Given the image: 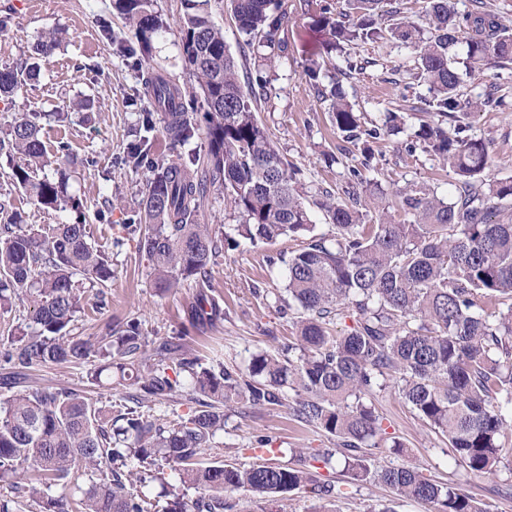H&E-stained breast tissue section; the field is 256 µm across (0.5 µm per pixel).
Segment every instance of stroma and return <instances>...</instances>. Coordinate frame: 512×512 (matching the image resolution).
Listing matches in <instances>:
<instances>
[{
    "instance_id": "35a3bbf8",
    "label": "stroma",
    "mask_w": 512,
    "mask_h": 512,
    "mask_svg": "<svg viewBox=\"0 0 512 512\" xmlns=\"http://www.w3.org/2000/svg\"><path fill=\"white\" fill-rule=\"evenodd\" d=\"M5 9L14 12L16 22L10 31L0 34V66L24 61L31 44L49 29L57 30L61 46L43 65L31 89L14 100H0V137L17 113L40 112L44 115L41 135L46 143L64 138L70 141L74 153L93 154L95 167L73 173L68 191L93 204L106 195L118 200L106 219H99L92 210L87 213L93 243L112 258L113 278L111 287L105 290L109 305L104 317L139 319L151 336L176 335L182 328L183 309L193 297L192 289L159 292L150 284L147 262L138 253L135 240H126L119 249L112 246L122 224L128 223L137 210L149 176L148 171L136 172L120 162L133 139L136 115L143 108L139 72L121 56L115 44L117 38L129 37L128 26L113 8L112 0H0V10ZM107 26L112 29L108 35L103 32ZM319 41L311 16L297 9L289 25L287 57L272 69L260 58L250 60L249 66L264 70L271 81V97L262 104L257 118L268 128L279 151L304 169L310 180L339 187L346 184L350 169L359 166L361 155L332 126L324 104L303 73ZM347 52L365 66L363 74L343 82L364 125H372L387 110L408 111L417 95L425 94L424 85L407 81L398 72L400 65L412 64L409 51L392 48L380 52L360 44L348 46ZM491 82L496 83L506 104L486 107L475 115L471 133L489 142L498 160L494 177L508 178L512 177V68L490 70L482 79H466L462 90L476 97ZM83 94L95 101L87 120L68 124L52 119V112L65 101ZM376 148L377 166L366 174L370 181L384 186L395 181L402 187L435 181L443 194L451 191L456 181L452 171L442 170L436 157L420 150L406 154L398 139L380 140ZM328 154L337 155L338 163L326 166L324 157ZM10 175V162L0 155V193L10 194L14 211L21 213L26 224L42 228L70 220V212L33 205L22 190L14 188ZM298 247V241L284 238L255 246L245 243L225 252L224 262L216 268L212 280L213 292L224 304V321L200 338L198 347L203 355L243 368L255 354L277 353L282 342L292 336V321L277 312L273 301L263 300L255 291L281 288L282 282L270 274L266 258L289 257ZM31 381L84 392L102 407L112 406L118 399L111 386L91 385L83 367L48 365L33 371ZM375 407L388 435L403 443L404 452L398 455L389 447L369 449L365 458L370 470L405 463L434 481L463 487L490 512H512V499H503L495 492L496 485L512 484V462L501 465L493 477H475L449 452L447 437L420 421L394 390L381 392ZM259 432L273 438L275 452L251 450L250 440ZM216 441L225 459L246 465L281 463L290 460L292 454L328 443L324 433L303 426L288 408L267 411L240 406L227 409L224 431ZM320 474L338 489L330 504L332 512H381L387 505L395 512H429L428 505L395 499L377 482L351 480L343 460L321 469Z\"/></svg>"
}]
</instances>
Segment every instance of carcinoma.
Masks as SVG:
<instances>
[{
    "instance_id": "cac0c4a2",
    "label": "carcinoma",
    "mask_w": 512,
    "mask_h": 512,
    "mask_svg": "<svg viewBox=\"0 0 512 512\" xmlns=\"http://www.w3.org/2000/svg\"><path fill=\"white\" fill-rule=\"evenodd\" d=\"M403 0H301L323 31L326 56L345 47L398 43L413 54L414 79L429 97L413 110L423 114L405 132L398 112L381 113L370 128L346 100L342 80L363 71L345 58L343 68L308 59L306 75L317 96L329 101V117L356 145L360 166L347 186L309 185L302 170L273 144L256 112L272 92L261 72L243 61L288 55L285 32L292 20L288 0H231L239 56L224 42L214 7L222 0H181L179 49L200 96L181 91L176 79L155 66L156 44L169 24L156 0H114L132 31L118 44L143 73V99L134 139L121 163L151 173L133 223L122 225L148 261L154 288H194L185 311L188 326L177 336H149L139 320L108 323L94 336L72 333L78 315L108 306L112 259L90 240L82 220L86 202L67 192V170L93 166L61 139L48 151L39 112L15 116L0 151L16 158L11 181L42 209L70 211L75 220L47 233L18 221L0 224V306L15 300L32 308L35 328L0 338V384L8 389L47 365L91 366L88 380H115L119 404L109 412L70 388L31 384L0 399V512H231V495L251 494L274 508L301 488L324 502L337 494L320 481L312 462L332 466L341 455L353 478L364 480V453L387 441L383 419L371 403L388 387L430 428L475 477L493 476L512 452V177L496 179L488 143L468 134L470 117L503 105L489 91L469 97L463 77L512 64V27L471 0L464 13L451 0H423L419 11ZM58 47L55 32L34 42L28 60L0 67V97L15 95L39 78L40 62ZM445 118L434 121L433 116ZM161 127L172 146L195 137L207 152L190 163L153 155L150 134ZM407 133L405 151L434 155L458 176L442 197L428 183L392 192L356 186L374 168L373 144ZM46 168L56 176L36 177ZM224 199L240 222L223 231L198 221L209 195ZM392 194L402 219L368 220ZM323 212L332 233H315L312 208ZM288 236L306 239L288 259L268 257L284 291L274 294L280 312L295 314V336L281 353L254 355L246 370L207 362L192 345L193 332L224 321L211 280L224 252ZM99 287L93 301L76 277ZM352 326L333 334L334 319ZM188 409L174 419L153 407ZM289 406L295 420L324 432L330 448L307 452L293 464L249 467L208 456L224 431V409ZM176 471L182 490L161 505L137 490L158 479L152 467ZM373 478L401 498L432 505L433 512H487L463 488L426 478L408 465L383 468Z\"/></svg>"
}]
</instances>
